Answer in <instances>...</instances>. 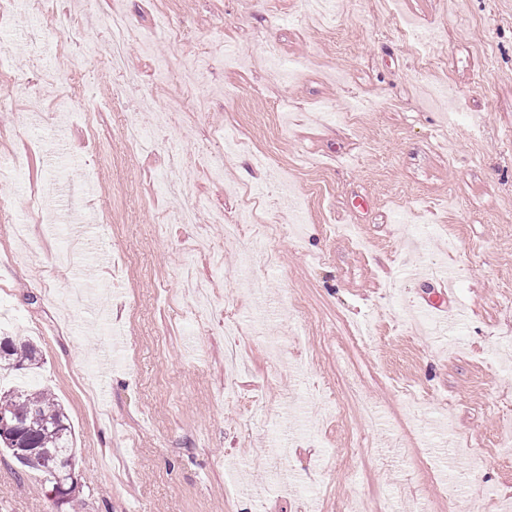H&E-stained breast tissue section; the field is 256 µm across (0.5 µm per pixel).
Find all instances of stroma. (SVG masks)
<instances>
[{"label":"stroma","instance_id":"1","mask_svg":"<svg viewBox=\"0 0 512 512\" xmlns=\"http://www.w3.org/2000/svg\"><path fill=\"white\" fill-rule=\"evenodd\" d=\"M113 0H73L72 47L25 12L0 29L15 86L0 105V151L25 159L0 192V254L14 216L40 248L0 263V336L36 345L37 384L72 426L80 512H501L512 457V0H344L333 28L302 0H126L127 62L142 95L112 99ZM187 23L168 39L163 22ZM439 29L421 45L408 22ZM210 45L216 94L182 76ZM435 61L418 65L421 55ZM170 81H158L157 60ZM52 70L85 90L65 120L32 87ZM378 110L341 116L360 99ZM200 101L132 153L124 113ZM288 108L278 127L276 105ZM246 150L224 177L159 178L170 146ZM269 152V169L257 161ZM53 191L59 218L28 215ZM265 192L256 211L246 192ZM185 205L193 224L177 223ZM302 223L303 238L290 235ZM250 255L257 293L236 273ZM437 259L455 274L449 331L414 320L426 283L405 268ZM238 322L248 369L225 399L224 321ZM287 423L248 426L253 398ZM0 512H56L40 472L0 453Z\"/></svg>","mask_w":512,"mask_h":512}]
</instances>
